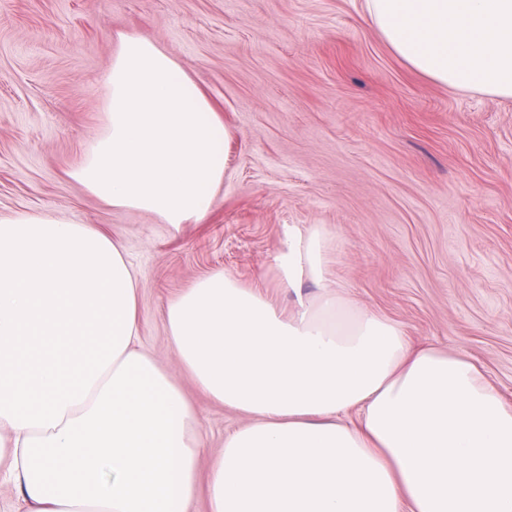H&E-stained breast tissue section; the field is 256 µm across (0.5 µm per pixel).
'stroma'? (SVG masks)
Returning a JSON list of instances; mask_svg holds the SVG:
<instances>
[{"label": "stroma", "mask_w": 512, "mask_h": 512, "mask_svg": "<svg viewBox=\"0 0 512 512\" xmlns=\"http://www.w3.org/2000/svg\"><path fill=\"white\" fill-rule=\"evenodd\" d=\"M145 35L224 109V186L173 230L71 180L100 131L112 33ZM106 230L141 275L140 345L194 402L204 459L244 414L179 368L163 311L215 271L271 277L288 224L323 225L330 272L415 344L478 359L512 400V98L393 56L363 0H0V215Z\"/></svg>", "instance_id": "obj_1"}]
</instances>
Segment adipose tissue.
Here are the masks:
<instances>
[{"instance_id": "adipose-tissue-1", "label": "adipose tissue", "mask_w": 512, "mask_h": 512, "mask_svg": "<svg viewBox=\"0 0 512 512\" xmlns=\"http://www.w3.org/2000/svg\"><path fill=\"white\" fill-rule=\"evenodd\" d=\"M413 73L512 98V0H365ZM100 132L70 176L116 209L203 222L232 131L182 65L112 37ZM288 224L264 284L216 271L166 305L178 363L248 416L201 467L197 410L139 346L140 273L104 230L0 216V480L26 512H512V402L474 357L413 346Z\"/></svg>"}]
</instances>
